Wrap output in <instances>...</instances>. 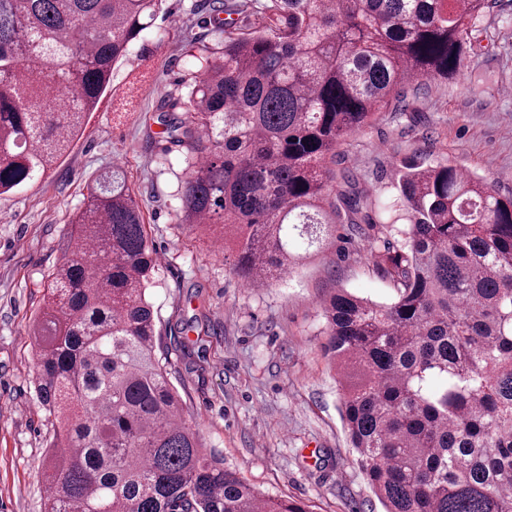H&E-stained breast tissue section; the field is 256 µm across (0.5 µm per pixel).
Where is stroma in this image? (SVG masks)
<instances>
[{"label":"stroma","mask_w":512,"mask_h":512,"mask_svg":"<svg viewBox=\"0 0 512 512\" xmlns=\"http://www.w3.org/2000/svg\"><path fill=\"white\" fill-rule=\"evenodd\" d=\"M203 0H165V15L132 43L81 138L48 175L0 196V512H43L44 458L53 435L34 384L32 324L46 276L61 260L69 221L100 174L121 166L158 257L150 300L169 377L206 451L259 491L312 512H381L348 446L339 390L322 351L320 304L347 289L385 300L356 229L392 194L394 160L452 162L512 197V0H498L487 36L460 78L384 113L341 149L340 168L364 197L325 251L285 281L246 288L204 228L178 221L184 165L168 150L156 105L195 72L185 44H213ZM188 349L176 348V340Z\"/></svg>","instance_id":"1"}]
</instances>
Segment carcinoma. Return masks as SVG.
Masks as SVG:
<instances>
[{
	"instance_id": "1",
	"label": "carcinoma",
	"mask_w": 512,
	"mask_h": 512,
	"mask_svg": "<svg viewBox=\"0 0 512 512\" xmlns=\"http://www.w3.org/2000/svg\"><path fill=\"white\" fill-rule=\"evenodd\" d=\"M163 0H0V195L79 136ZM489 0H254L239 32L213 0L200 74L163 121L186 178L179 219L216 229L252 288L322 251L355 197L334 193L348 137L399 88L463 71ZM369 262L384 301L323 300L351 447L384 512H512V197L448 162H404ZM156 252L124 173L90 187L32 328L57 431L46 512H309L205 452L157 349Z\"/></svg>"
}]
</instances>
